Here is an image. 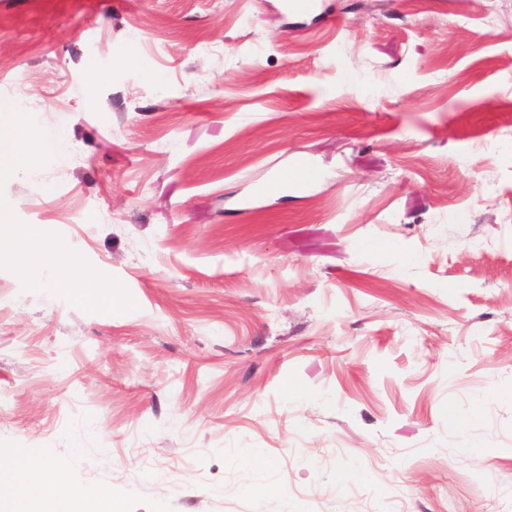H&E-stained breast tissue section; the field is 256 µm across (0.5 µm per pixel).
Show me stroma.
I'll use <instances>...</instances> for the list:
<instances>
[{
  "instance_id": "stroma-1",
  "label": "stroma",
  "mask_w": 512,
  "mask_h": 512,
  "mask_svg": "<svg viewBox=\"0 0 512 512\" xmlns=\"http://www.w3.org/2000/svg\"><path fill=\"white\" fill-rule=\"evenodd\" d=\"M0 100L57 139L0 203L121 306L0 267V458L128 512H512V0H0Z\"/></svg>"
}]
</instances>
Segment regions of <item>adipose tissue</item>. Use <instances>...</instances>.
<instances>
[{
    "label": "adipose tissue",
    "mask_w": 512,
    "mask_h": 512,
    "mask_svg": "<svg viewBox=\"0 0 512 512\" xmlns=\"http://www.w3.org/2000/svg\"><path fill=\"white\" fill-rule=\"evenodd\" d=\"M16 110L15 103H0V112L7 116L0 122V179L25 166L32 151L43 152L52 146L43 132L13 120ZM32 248L30 232L9 223L5 210L0 209V266L24 272ZM47 487L58 488L59 496L46 497L43 490ZM0 512H126V501L114 490L91 492L67 484L46 460L15 456L0 462Z\"/></svg>",
    "instance_id": "adipose-tissue-1"
}]
</instances>
